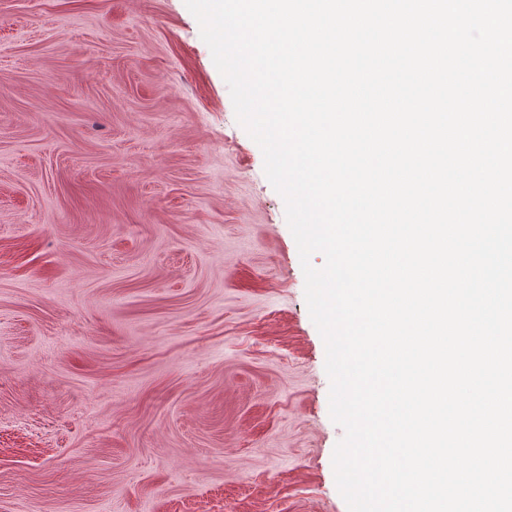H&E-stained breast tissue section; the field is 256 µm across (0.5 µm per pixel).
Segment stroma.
<instances>
[{"mask_svg": "<svg viewBox=\"0 0 512 512\" xmlns=\"http://www.w3.org/2000/svg\"><path fill=\"white\" fill-rule=\"evenodd\" d=\"M325 359L184 0H0V512H348Z\"/></svg>", "mask_w": 512, "mask_h": 512, "instance_id": "obj_1", "label": "stroma"}]
</instances>
